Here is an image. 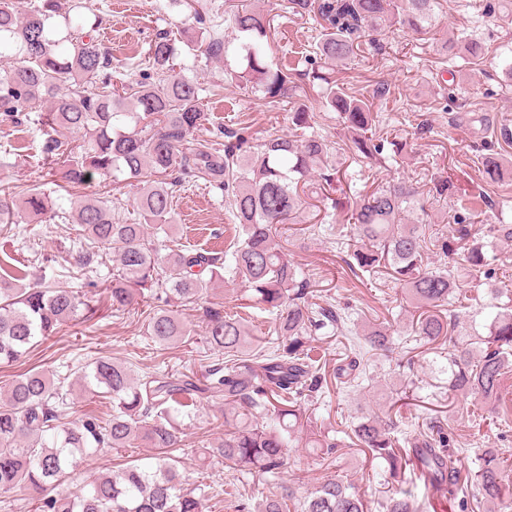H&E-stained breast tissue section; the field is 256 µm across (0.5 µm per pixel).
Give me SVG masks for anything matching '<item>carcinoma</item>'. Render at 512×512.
<instances>
[{"label":"carcinoma","instance_id":"1","mask_svg":"<svg viewBox=\"0 0 512 512\" xmlns=\"http://www.w3.org/2000/svg\"><path fill=\"white\" fill-rule=\"evenodd\" d=\"M295 14L319 19L314 44L312 84L320 89L323 107L335 112L350 132L344 161L331 159L332 147L321 136L295 133L271 135L260 155H246L248 138L227 131L224 149L214 141L192 138L207 117L199 87L174 73L184 53L219 58L228 53L223 37L206 34V14L194 10L201 30L183 40L159 36L150 44V61L159 78L112 83V56L95 35L100 25L82 19L85 0H36L19 11L0 0V124L28 122L43 136L44 165L64 182L62 190L100 176L122 179L137 189L138 221L116 216L110 195L70 199V211L49 206L50 196L28 186L16 190L0 185V235L16 237L19 224L47 212L61 220L74 219L78 247L64 262L77 287L46 275L36 282L24 270L0 275V364H12L32 347L57 334L62 325L98 312L106 295L113 312L126 310L136 294L163 293L166 301L193 306L213 287V279L228 275L248 287L251 298L276 313L274 331L288 340L272 351L252 349L250 331L241 320L214 303L204 310V338L221 363L194 372L141 375L110 355H101L70 378H50L41 371L26 372L9 384L0 397V496L18 486L37 494V512H203L204 497L215 493L201 483L187 487L173 449L181 442L183 418L193 419L204 397L224 398L223 436L203 447L205 460L221 462L245 473L276 476L288 465V448L306 433V445L331 458L343 440L338 430L310 413L304 402L338 395L355 387L366 370L368 354L388 356L394 343L388 329L369 324L355 336L350 314L327 301L311 305L308 282L289 258L277 226L296 224L304 210L301 192L307 177L320 170L319 190L331 201L337 187L352 180L346 162H369L383 152L371 136L377 115L373 103L348 92L336 81V68L358 53L377 49L379 36L394 26L415 35L433 31L439 0H288ZM231 23L245 41V67L231 78L252 84L274 99L294 83L288 66L269 62L266 47L269 15L248 0L232 5ZM448 52L468 64L481 57L471 39H448ZM69 80L62 88L63 80ZM483 172L492 181L512 169V161L491 152L483 157ZM186 178H201L224 191L238 224L241 240L224 253L175 247L161 255L149 240V229L165 231L173 196ZM21 203H16V197ZM420 205L418 187L401 181L357 193L353 208L341 211L339 224L354 225L362 245L348 249L345 264L352 273L386 275L405 289L415 309L410 329L428 346L448 344V398L472 396L496 404L503 417L512 415V393L504 384L512 364V296L508 289L488 284V314L481 330L462 331L460 313L448 308L463 296L450 269L425 263L426 225L410 223ZM448 235L438 238L443 256L457 244L468 243L465 256L472 269L483 266L484 244L476 241L473 225L453 215ZM117 272L106 286L91 278L107 262ZM327 328L346 340L344 356L327 370L314 346L304 339ZM145 333L167 347L189 340L191 330L178 311L160 307L148 313ZM95 387L112 400L101 415L77 413L75 386ZM396 421L388 413L366 412L355 418L346 437L350 445L383 460L390 476L401 479L416 469L429 483L442 486L447 496L439 512L453 509L458 494V462L467 448H453L435 421L415 433L403 448ZM155 448L154 464L131 461L112 474H91L67 494L54 492L76 466V457L103 450ZM509 448H481L473 485L481 499L512 512V469ZM430 502L397 490L380 503L382 512H429ZM238 512H367L352 483L336 477L313 492L297 496L295 488L276 482L255 504L239 500Z\"/></svg>","mask_w":512,"mask_h":512}]
</instances>
